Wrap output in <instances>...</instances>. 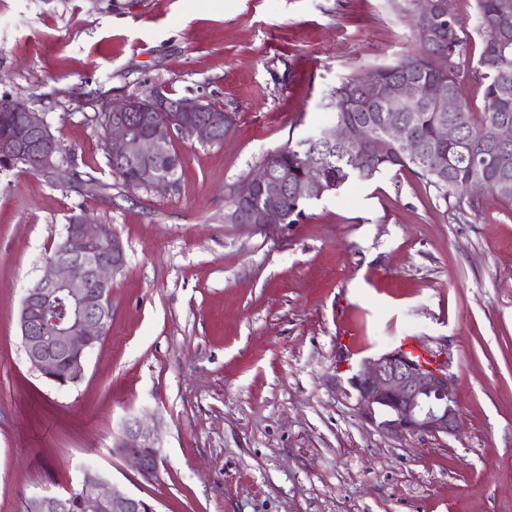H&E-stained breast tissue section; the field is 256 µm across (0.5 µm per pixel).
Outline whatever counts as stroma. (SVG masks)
Segmentation results:
<instances>
[{
	"mask_svg": "<svg viewBox=\"0 0 512 512\" xmlns=\"http://www.w3.org/2000/svg\"><path fill=\"white\" fill-rule=\"evenodd\" d=\"M415 0H0V95L46 112L66 177L0 173V512L86 467L157 512H512V205L463 215L407 169L305 204L296 224H228L264 157L331 126L342 80L419 54ZM235 118L174 138L162 189L113 174L101 101L154 87ZM111 225L126 261L82 379L27 363L18 313L70 216ZM355 336L347 351L340 330ZM410 336L443 355L462 427L388 437L348 380ZM155 429L159 471L115 454ZM115 453L131 462L144 478H152L159 469L160 450L154 429L134 418L125 423L113 443Z\"/></svg>",
	"mask_w": 512,
	"mask_h": 512,
	"instance_id": "obj_1",
	"label": "stroma"
}]
</instances>
